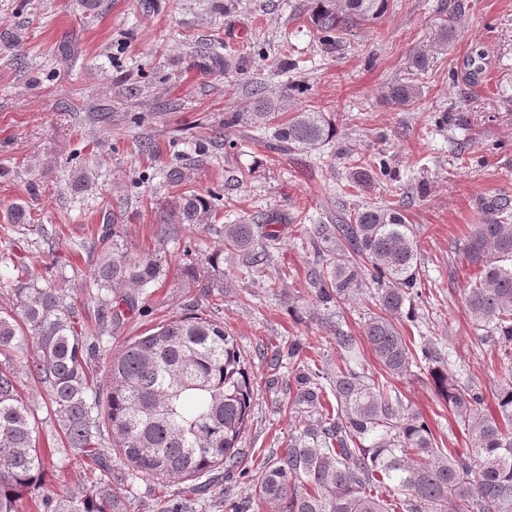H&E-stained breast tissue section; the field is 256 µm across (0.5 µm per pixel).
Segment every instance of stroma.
I'll return each instance as SVG.
<instances>
[{
    "label": "stroma",
    "mask_w": 512,
    "mask_h": 512,
    "mask_svg": "<svg viewBox=\"0 0 512 512\" xmlns=\"http://www.w3.org/2000/svg\"><path fill=\"white\" fill-rule=\"evenodd\" d=\"M307 0H0V311L28 273L64 289L90 332L100 335L95 369L105 382L113 357L132 339L188 313L202 297L185 266L224 282L208 315L233 336L252 366L254 408L242 439L245 458L196 498L188 482L134 475L112 452L116 489L138 512H231L263 463L287 446L296 417L288 346L318 367L336 368V338L326 319L361 336L375 306L370 291L327 313L314 303L315 277L332 256L317 224L340 223L356 204L403 205L421 262L408 336H439L463 380L486 390L483 414L497 412L495 389L511 375L501 351L479 349L461 293L475 270L460 248L482 199L512 197V0H389L379 20L327 47L305 20ZM454 18L448 44L434 35ZM430 53L422 93L409 109L383 97L404 78L410 54ZM302 106L334 117L335 138L314 151L270 153L251 123L225 127L228 112H248L256 97L293 86ZM221 137H214V130ZM382 160L389 174L369 193L341 188L354 158ZM190 165L191 189L218 198L209 221L181 225L159 241L156 227L180 194L163 172ZM19 203L39 225L9 224ZM269 213L280 216L271 267L246 270L240 257L208 262L222 248L220 227ZM129 252L160 258L167 270L140 290L123 323L100 332L103 302L91 298L105 237ZM56 246L59 270L45 266ZM284 284L272 285L274 272ZM444 447L470 446L428 374L394 379Z\"/></svg>",
    "instance_id": "stroma-1"
}]
</instances>
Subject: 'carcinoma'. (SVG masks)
<instances>
[{"instance_id":"cac0c4a2","label":"carcinoma","mask_w":512,"mask_h":512,"mask_svg":"<svg viewBox=\"0 0 512 512\" xmlns=\"http://www.w3.org/2000/svg\"><path fill=\"white\" fill-rule=\"evenodd\" d=\"M307 21L322 42L333 45L352 27L381 18L387 0H309ZM429 57L415 53L408 77L387 87L384 98L399 109L421 94L418 79ZM282 100L256 101L251 119L272 129L268 147L279 154L312 150L336 136L323 113L300 107L275 122ZM385 164L359 158L352 164L349 187L364 190ZM214 196L188 190L160 219L157 235L174 236L177 224H199L213 212ZM278 220L261 224L241 220L223 226V251L237 254L250 267L269 265L270 248L279 240ZM314 235L336 243V264L315 286L316 303L326 309L347 302L362 289L374 288L378 311L367 316L364 341L384 371L394 377L425 370L448 407L468 427L472 454L439 446L423 416L404 405L388 380H379L361 363L359 340L327 324L336 335V372L309 365L299 348L288 347L295 368L296 401L320 404L329 382L336 405L304 419L288 433L284 453L267 463L245 499L269 512H512V380L494 393L498 414H481L485 392L461 382L451 361L439 352V339L402 334L403 317H414L419 277L418 253L405 213L367 203L341 224H318ZM462 254L479 269L464 289L463 303L477 343L512 355V199L482 203L478 224L464 241ZM160 259L135 258L112 241L94 267L97 296L114 294L112 321L134 310L129 288H144L162 275ZM201 294L224 287L197 277ZM19 313L0 314V351L24 354L29 375L44 384L54 407L59 447L40 446L35 408L20 393L17 369L0 363V512H20L34 498L39 512H133V502L112 488V464L102 429L112 447L146 476L170 482L195 480L241 463V440L249 427L254 389L250 362L224 326L193 311L137 338L112 360L104 401L89 400L94 388L91 362L99 337L89 333L61 290L19 280L13 288ZM88 458L92 486L82 496L37 494L42 478L73 458ZM384 482L396 498L387 500L375 484Z\"/></svg>"}]
</instances>
